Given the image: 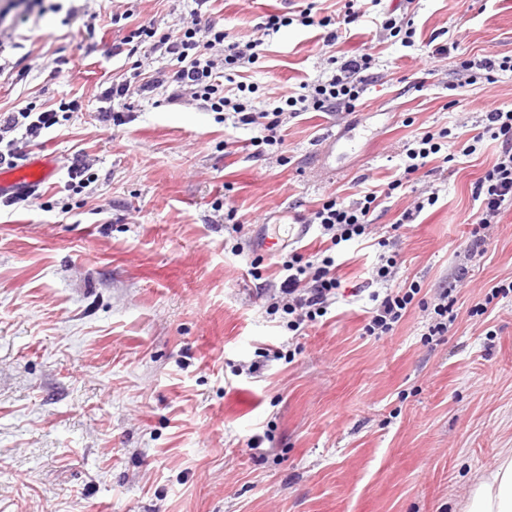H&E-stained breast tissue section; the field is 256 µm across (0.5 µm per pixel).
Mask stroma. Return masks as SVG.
<instances>
[{
  "label": "stroma",
  "mask_w": 512,
  "mask_h": 512,
  "mask_svg": "<svg viewBox=\"0 0 512 512\" xmlns=\"http://www.w3.org/2000/svg\"><path fill=\"white\" fill-rule=\"evenodd\" d=\"M305 4L212 0L209 13L244 42L261 16ZM43 5L0 53L31 54L26 78H0V111L78 100L31 150L61 162L85 151L98 178L0 210V512H468L478 479L512 448V293L491 295L512 281V210L468 264L446 336L422 334L435 288L464 262L472 187L498 142L430 156L373 213L371 238L398 236V278L421 287L387 335L365 329L375 248L335 246L314 228L267 256L254 236L353 198L360 179L386 188L415 137L467 112L457 130L469 139L482 112L512 104L510 75L448 89L460 58L512 55V0H362L338 49L373 47L378 81L352 115L285 120L281 152L258 158L251 130L162 91L127 99L130 123L99 119L101 88L134 66L113 44L148 21L178 26L191 0ZM396 7L414 21V46L375 31L373 17ZM321 35L281 28L239 81L279 103L324 70ZM434 37L459 47L430 56ZM58 57L66 63L48 79ZM432 188L436 204L400 224L413 190ZM227 204L237 225L215 220ZM291 249L339 264L337 303L299 336L269 312Z\"/></svg>",
  "instance_id": "stroma-1"
}]
</instances>
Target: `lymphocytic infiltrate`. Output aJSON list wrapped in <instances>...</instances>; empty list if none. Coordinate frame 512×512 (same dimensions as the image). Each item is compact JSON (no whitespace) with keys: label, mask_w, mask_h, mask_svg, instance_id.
Instances as JSON below:
<instances>
[{"label":"lymphocytic infiltrate","mask_w":512,"mask_h":512,"mask_svg":"<svg viewBox=\"0 0 512 512\" xmlns=\"http://www.w3.org/2000/svg\"><path fill=\"white\" fill-rule=\"evenodd\" d=\"M190 12L189 26L180 28L178 34L159 33L154 22L140 24L122 41L113 45V54L140 55L149 59L160 56L169 59V67L149 72L134 71L130 78L110 84L99 95L100 116L103 120L121 126L130 118L115 110V101L131 97H148L157 90H164L169 103H197L208 112H225L231 115L236 126L253 129L249 140L254 156L265 154L267 147L284 143L281 127L284 117H298L304 112H347L354 113L369 85L375 81L376 58L365 51L345 60L328 56L331 64L329 75L302 84L301 90L288 96L283 105L273 109H259L253 105L226 96L225 82L231 81L237 68L253 64L263 58L264 36L275 33L290 19L284 15H266L258 28L260 37L246 42H228L223 26L208 13V0H194ZM462 74L458 87L465 88L479 81L495 83L498 75L512 74V56L487 55L480 59H466L462 62ZM60 111L34 110L27 106L12 112L0 113V165L14 166L26 160L27 149L45 130L59 125ZM482 135L499 141L501 150L493 165L478 178L472 188L475 200L480 206L476 212L477 231L472 232L463 243L465 261L460 264L452 281L437 288L426 341L448 333L454 321V291L458 282L469 273V262L483 257L488 244L486 229L499 223L502 213L512 209V107H492L481 115ZM482 135L466 141H458L450 130L436 133L427 132L414 140L405 149L404 175L415 174L427 158L438 154L442 147L453 148L456 153L468 157L473 155ZM376 189L362 187L357 199L345 202L331 198L309 213L299 215L298 223L320 226L329 234L333 244L362 241L369 235L370 217L378 206ZM380 251L372 267V281L377 288L371 298L377 303L366 325L372 336H382L393 331L395 325L406 314L415 295L420 291L417 283L398 284V249L392 248L389 239L379 240ZM287 273L280 292L286 303L284 311L289 316V330L299 333L317 318L327 314L337 299L339 280L336 264L332 257L309 259L292 252L283 263Z\"/></svg>","instance_id":"lymphocytic-infiltrate-1"}]
</instances>
